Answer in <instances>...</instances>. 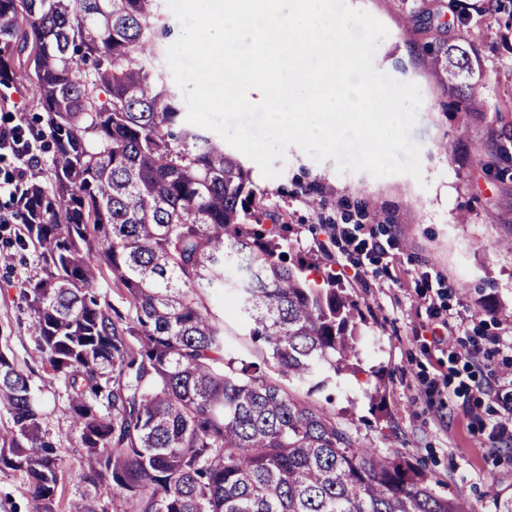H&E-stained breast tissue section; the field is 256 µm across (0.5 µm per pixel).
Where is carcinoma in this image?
<instances>
[{
  "label": "carcinoma",
  "mask_w": 512,
  "mask_h": 512,
  "mask_svg": "<svg viewBox=\"0 0 512 512\" xmlns=\"http://www.w3.org/2000/svg\"><path fill=\"white\" fill-rule=\"evenodd\" d=\"M155 2L0 0V87L30 82L38 109L16 129L38 154L9 243L36 254L24 311L84 448L69 512H474L290 391L346 367L358 305L249 200L224 139L184 121L153 64ZM484 12L512 25V0ZM431 64L456 111H485L471 44L450 38ZM105 270L134 314L99 293ZM214 289L236 295L261 361L225 348ZM33 386L1 349L0 467L26 479L32 512H59L64 471Z\"/></svg>",
  "instance_id": "obj_1"
}]
</instances>
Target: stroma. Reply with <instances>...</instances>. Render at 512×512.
Returning a JSON list of instances; mask_svg holds the SVG:
<instances>
[{
	"instance_id": "obj_1",
	"label": "stroma",
	"mask_w": 512,
	"mask_h": 512,
	"mask_svg": "<svg viewBox=\"0 0 512 512\" xmlns=\"http://www.w3.org/2000/svg\"><path fill=\"white\" fill-rule=\"evenodd\" d=\"M388 30L374 55L377 70L415 83L422 101L411 138L421 147V179L339 172L297 147L275 160L267 179L244 159L257 202L286 214L284 234L297 250L320 259L358 304L357 354L316 401H329L358 444L401 452L431 479L436 493L466 498L475 512H494L497 494L512 488V444L491 447L474 417L490 418L494 399L476 392L484 371L452 349L489 347L512 337V32L488 25L483 0H347ZM478 48L486 110L462 119L448 105L429 61L449 33ZM12 203L0 195V346L22 370L38 368L19 292L37 272L33 251L7 244L18 228ZM375 238L385 254L355 252ZM428 273L435 317H428L414 280ZM209 308L224 321V343L259 356L236 315L234 296L217 292ZM454 331L436 340L443 324ZM43 427L64 463L60 492L70 498L83 450L71 430L62 381L39 392Z\"/></svg>"
}]
</instances>
